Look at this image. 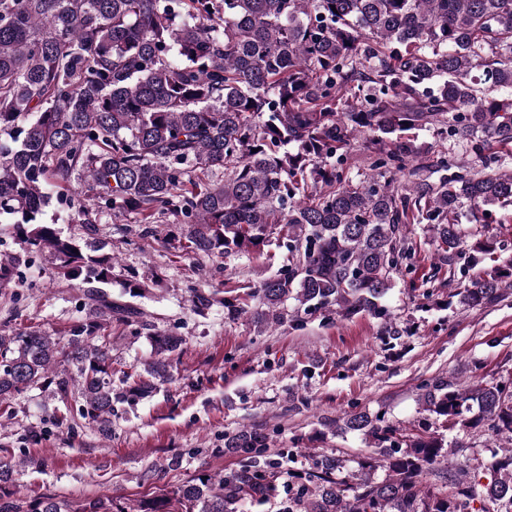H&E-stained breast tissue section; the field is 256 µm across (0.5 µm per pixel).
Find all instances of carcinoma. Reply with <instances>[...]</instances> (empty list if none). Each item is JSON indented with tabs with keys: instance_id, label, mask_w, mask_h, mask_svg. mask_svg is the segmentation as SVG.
Instances as JSON below:
<instances>
[{
	"instance_id": "obj_1",
	"label": "carcinoma",
	"mask_w": 512,
	"mask_h": 512,
	"mask_svg": "<svg viewBox=\"0 0 512 512\" xmlns=\"http://www.w3.org/2000/svg\"><path fill=\"white\" fill-rule=\"evenodd\" d=\"M426 125L479 158L512 156V0H0V215L20 246L0 254V290L22 283V256L44 255L90 311L63 335L0 330V411L42 388L64 405L55 424L72 429L79 416L106 432L114 402L173 379L185 339L155 329L150 379L112 386L104 322L139 312L106 291L116 255L93 233L109 212L147 233L176 224L167 247L208 258L281 235L296 267L231 299L220 287L192 299L200 313L250 302L261 328L281 325L290 299L297 312L383 314L378 300L415 252L407 224L428 225L436 266L466 272L458 205L512 208V169L432 154L416 135ZM359 137L371 173L355 180L344 164ZM425 160L446 176L421 178ZM60 222L92 236L81 243ZM504 288L512 272L493 270L462 303ZM424 400L450 429L486 421L512 443L511 385L440 381ZM345 425L371 435L380 457L360 464L349 495L333 478L339 461L323 457L299 493L304 512H472L477 500L482 512H512L511 447L488 483L459 470L439 489L423 475L447 454L443 436L399 438L362 413ZM263 443L246 430L229 447ZM231 485L203 471L132 506L45 495L22 511L0 495V512H227L228 500L264 490L247 472Z\"/></svg>"
}]
</instances>
